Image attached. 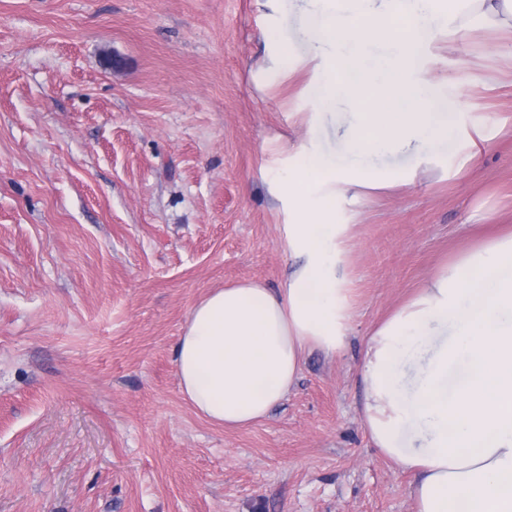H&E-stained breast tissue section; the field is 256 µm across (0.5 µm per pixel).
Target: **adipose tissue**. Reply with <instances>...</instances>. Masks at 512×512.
<instances>
[{
	"label": "adipose tissue",
	"instance_id": "1",
	"mask_svg": "<svg viewBox=\"0 0 512 512\" xmlns=\"http://www.w3.org/2000/svg\"><path fill=\"white\" fill-rule=\"evenodd\" d=\"M319 85L353 107L344 149H300L282 190L297 263L276 290L245 282L192 309L175 353L181 391L209 422L266 417L294 389L306 352L345 347L351 291L337 274L349 227L330 185L390 189L409 172L376 157L418 143L417 168L448 147L453 113L412 78L434 30L512 34V0H314ZM386 44L387 58L374 55ZM361 414L380 453L410 478L415 512H512V231L445 264L367 336Z\"/></svg>",
	"mask_w": 512,
	"mask_h": 512
}]
</instances>
